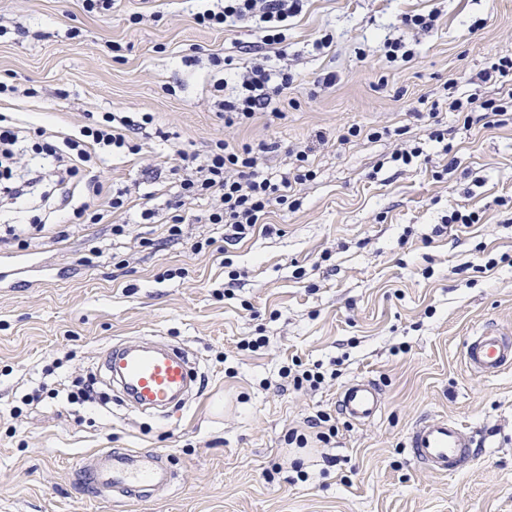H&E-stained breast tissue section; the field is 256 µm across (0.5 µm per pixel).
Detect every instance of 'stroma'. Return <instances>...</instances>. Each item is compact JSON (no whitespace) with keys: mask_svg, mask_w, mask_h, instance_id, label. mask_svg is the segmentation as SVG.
<instances>
[{"mask_svg":"<svg viewBox=\"0 0 512 512\" xmlns=\"http://www.w3.org/2000/svg\"><path fill=\"white\" fill-rule=\"evenodd\" d=\"M209 5L117 0L99 15L82 0H0V82L12 87L0 113L66 137L92 114L149 112L164 132L97 162L100 182L126 194L123 234L71 224L65 239L32 240L25 251L77 276L0 290V512H512V369L480 378L462 363L466 336L488 324L512 333V121L490 127L444 105L451 92L505 98L477 75L512 56V0H306L286 55L267 53L294 76L279 115L240 128L215 105L224 68L213 60L249 66L261 34L198 25ZM436 7L413 60L387 62L402 14ZM326 33L332 45L316 48ZM329 73L335 85L321 86ZM421 99L441 102L434 122L414 114ZM353 125L360 136L343 141ZM220 139L271 144L263 171L275 179L289 149L309 146L314 176L293 207H272L269 231L225 242L223 225L197 223L202 198L179 210L184 243L166 244L180 152ZM416 146L412 164L392 161ZM146 208L159 222L141 220ZM455 209L477 223L446 231ZM24 250L0 242V256ZM139 336L187 347L206 377L198 396L167 418L69 403L90 376L104 392L101 353ZM298 363L323 382L295 389L283 370ZM357 377L384 397L360 425L336 409ZM322 413L329 443L289 445ZM433 414L476 432L466 470L410 460L405 436ZM94 448L166 449L177 483L133 505L97 498L77 472Z\"/></svg>","mask_w":512,"mask_h":512,"instance_id":"obj_1","label":"stroma"}]
</instances>
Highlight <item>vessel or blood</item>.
Segmentation results:
<instances>
[{"label":"vessel or blood","instance_id":"obj_1","mask_svg":"<svg viewBox=\"0 0 512 512\" xmlns=\"http://www.w3.org/2000/svg\"><path fill=\"white\" fill-rule=\"evenodd\" d=\"M45 266L27 255L0 262V288L45 283ZM468 371L486 377L512 367V335L485 326L466 337L462 349ZM106 381L123 404L144 413L168 416L192 395L201 375L190 353L151 339L112 343L99 357ZM336 406L349 422L363 424L383 409L380 387L367 378L349 381L336 396ZM473 436L455 419L428 416L415 423L406 437L411 459L440 474L464 470L472 460ZM163 451L107 448L83 456L78 473L105 500L141 502L155 491L173 486L174 473L164 464Z\"/></svg>","mask_w":512,"mask_h":512}]
</instances>
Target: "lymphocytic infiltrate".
<instances>
[{"mask_svg":"<svg viewBox=\"0 0 512 512\" xmlns=\"http://www.w3.org/2000/svg\"><path fill=\"white\" fill-rule=\"evenodd\" d=\"M301 9L302 0H215L212 7L197 12L196 22L208 28L222 29L251 22L261 32L263 43L274 46L285 43L288 20ZM439 16V10L434 9L425 15L403 17L406 33L385 41L386 59L393 62L399 58H413L411 36L431 31ZM293 82L290 73L272 72L263 58H254L240 76L235 93L218 102L224 113L225 126L247 125ZM153 122L154 118L148 112L138 116L106 112L100 119L83 125L78 136L58 140L43 129L28 130L23 122L9 121L0 114V175L11 177L14 146L21 135L34 132L37 138L35 150L50 160L57 172L58 184L65 188L81 183L89 194L88 202L74 211V220L83 224L100 223L97 201L102 187L90 173L94 158L101 153L114 155L136 151L138 145L133 142V135L142 133ZM268 149L265 143L233 145L221 140L205 156L182 154L179 200L213 198L216 205L208 215L209 223L228 226L234 240L254 234L273 205L286 204L292 187L304 184L313 176L308 167L310 149L300 146L293 152L295 163L291 170L277 180L265 177L259 161Z\"/></svg>","mask_w":512,"mask_h":512,"instance_id":"1","label":"lymphocytic infiltrate"}]
</instances>
